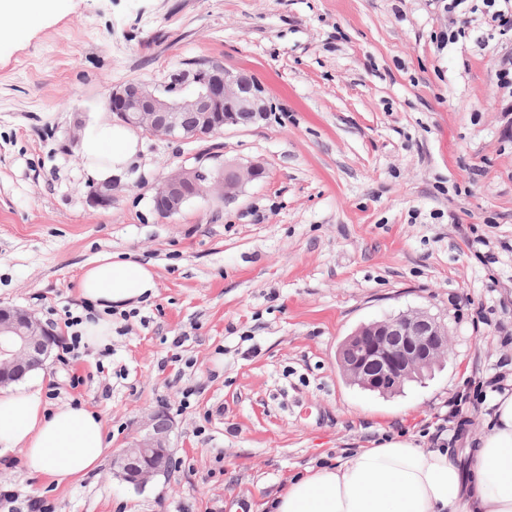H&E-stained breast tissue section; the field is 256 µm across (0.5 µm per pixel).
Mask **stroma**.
I'll list each match as a JSON object with an SVG mask.
<instances>
[{
  "mask_svg": "<svg viewBox=\"0 0 512 512\" xmlns=\"http://www.w3.org/2000/svg\"><path fill=\"white\" fill-rule=\"evenodd\" d=\"M0 29V306L35 311L60 343L89 262L152 263L156 295L113 315L110 354L49 357L43 379L48 404L98 412L115 451L165 411L182 462L141 489L108 459L56 484L16 451L0 489L21 512H258L296 475L392 437L465 456L512 384L511 35L442 0H57ZM208 63L251 75L265 116L189 140L138 130V164L93 206L75 120L109 115L112 88ZM227 162L266 176L154 212L178 166ZM409 310L448 328L432 375L389 396L346 380L342 341Z\"/></svg>",
  "mask_w": 512,
  "mask_h": 512,
  "instance_id": "stroma-1",
  "label": "stroma"
}]
</instances>
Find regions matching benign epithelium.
Masks as SVG:
<instances>
[{
  "label": "benign epithelium",
  "instance_id": "obj_1",
  "mask_svg": "<svg viewBox=\"0 0 512 512\" xmlns=\"http://www.w3.org/2000/svg\"><path fill=\"white\" fill-rule=\"evenodd\" d=\"M112 120L142 128L161 138H197L226 127L247 126L267 110L261 87L244 74L219 64L169 75L164 91L140 83L111 90ZM259 165H226L216 177L202 166L181 167L155 189L153 209L161 218L181 211L208 188L231 198L243 185L262 176ZM54 332L32 310L0 308V385L45 362ZM448 329L424 311L402 312L358 327L340 350L343 372L361 387L394 393L415 373L433 367L449 352ZM170 422L147 413L143 432L112 458L116 475L142 487L168 468Z\"/></svg>",
  "mask_w": 512,
  "mask_h": 512
}]
</instances>
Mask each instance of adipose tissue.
Returning <instances> with one entry per match:
<instances>
[{"mask_svg":"<svg viewBox=\"0 0 512 512\" xmlns=\"http://www.w3.org/2000/svg\"><path fill=\"white\" fill-rule=\"evenodd\" d=\"M137 135L104 118L87 129L83 157L92 177L104 181L135 161ZM151 263L104 254L85 267L78 294L92 303L83 321L86 343H107L111 310L153 298ZM21 451L34 479L60 483L84 477L107 455L102 417L85 407L47 409L42 378L0 391V458ZM468 462L449 449L417 448L390 440L362 448L333 465L308 470L268 500L266 512H512V390L496 393L481 432L468 440Z\"/></svg>","mask_w":512,"mask_h":512,"instance_id":"ef3b65f1","label":"adipose tissue"}]
</instances>
